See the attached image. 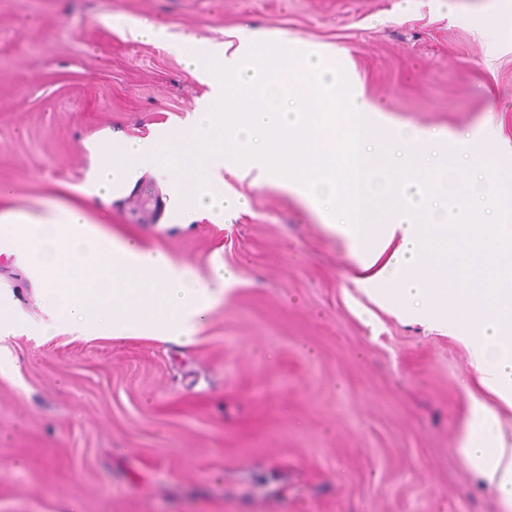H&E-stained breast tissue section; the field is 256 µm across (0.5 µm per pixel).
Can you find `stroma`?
I'll return each instance as SVG.
<instances>
[{
	"mask_svg": "<svg viewBox=\"0 0 512 512\" xmlns=\"http://www.w3.org/2000/svg\"><path fill=\"white\" fill-rule=\"evenodd\" d=\"M512 0H0V212L106 216L200 275L237 280L193 340L74 337L0 254V512H505L458 454L476 375L467 349L379 306L357 262L298 199L229 180L227 224L164 221L142 175L102 205L87 143L147 136L206 93L179 39L261 30L345 55L393 125L490 124L512 160Z\"/></svg>",
	"mask_w": 512,
	"mask_h": 512,
	"instance_id": "35a3bbf8",
	"label": "stroma"
}]
</instances>
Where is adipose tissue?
Returning <instances> with one entry per match:
<instances>
[{
  "label": "adipose tissue",
  "mask_w": 512,
  "mask_h": 512,
  "mask_svg": "<svg viewBox=\"0 0 512 512\" xmlns=\"http://www.w3.org/2000/svg\"><path fill=\"white\" fill-rule=\"evenodd\" d=\"M0 238L26 263L56 325L83 337L191 341L235 280L223 266L196 275L134 240L108 236L65 205L0 213ZM469 404L459 452L512 512V434L496 429L497 414L483 399L470 395Z\"/></svg>",
  "instance_id": "ef3b65f1"
}]
</instances>
